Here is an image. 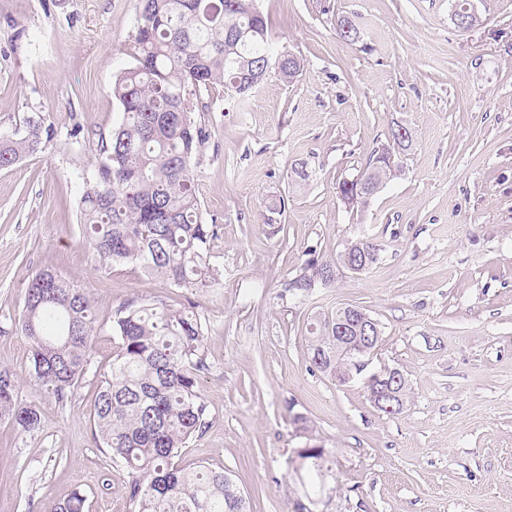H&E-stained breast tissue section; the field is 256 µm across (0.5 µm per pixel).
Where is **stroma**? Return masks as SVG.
<instances>
[{
    "label": "stroma",
    "mask_w": 512,
    "mask_h": 512,
    "mask_svg": "<svg viewBox=\"0 0 512 512\" xmlns=\"http://www.w3.org/2000/svg\"><path fill=\"white\" fill-rule=\"evenodd\" d=\"M259 5L303 69L240 109L223 87L209 92L198 194L220 226L209 255L221 277L195 292L136 264L103 267L79 219L98 137L122 120L112 87L132 63L137 0H0V133L36 113L52 129L41 151L0 169V370L41 415L30 434L0 419V512H50L77 489L88 512H132L129 476L110 466L90 417L97 378L64 406L29 379L15 320L44 267L89 296L104 371L120 305L195 304L209 428L178 462L226 469L250 512H512V0H489L468 32L452 24L451 0ZM340 13L355 15L361 42L337 37ZM397 121L414 136L401 175L346 208L337 182ZM301 161L304 180L292 171ZM281 196L276 233L267 205ZM365 234L385 248L379 264L337 271L305 301L284 297L308 250L332 262ZM347 304L381 323L371 367L407 377L404 413L310 370L311 324ZM312 446L330 466L317 491L296 460Z\"/></svg>",
    "instance_id": "35a3bbf8"
}]
</instances>
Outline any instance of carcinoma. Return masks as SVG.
<instances>
[{
    "label": "carcinoma",
    "instance_id": "obj_1",
    "mask_svg": "<svg viewBox=\"0 0 512 512\" xmlns=\"http://www.w3.org/2000/svg\"><path fill=\"white\" fill-rule=\"evenodd\" d=\"M133 64L121 72L112 93L123 120L101 138V158L81 198V223L105 263L132 262L178 288L202 290L219 281L210 265V241L218 225L200 212L196 156L209 133L195 119L191 100L220 84L244 104L252 88L247 75L262 72L282 56L280 78L302 71L299 58L277 48L269 19L257 0H137ZM339 39L355 43L361 28L350 17L336 23ZM393 123L386 141L369 154L361 176L381 189L402 171L399 153L412 148L413 135ZM51 128L37 113L24 133L0 135V168L37 152ZM347 207L368 203L362 180L336 183ZM336 266L310 258L285 284L305 298L335 279ZM94 314L87 294L45 267L26 289L18 324L31 343L29 375L61 404L84 380L92 362ZM119 340L110 371L103 373L91 416L100 447L110 462L132 474L127 485L133 512H249L243 493L222 468L175 465L189 440L209 427V405L199 389L206 370L204 328L195 306L173 308L161 300L130 301L113 317ZM336 351V313L323 317L312 333L310 370L325 376L316 351ZM0 418L23 432L41 428V415L18 399L12 372L0 370ZM299 467L318 480L329 471L323 449L303 456ZM80 490L55 505L54 512H84Z\"/></svg>",
    "mask_w": 512,
    "mask_h": 512
}]
</instances>
